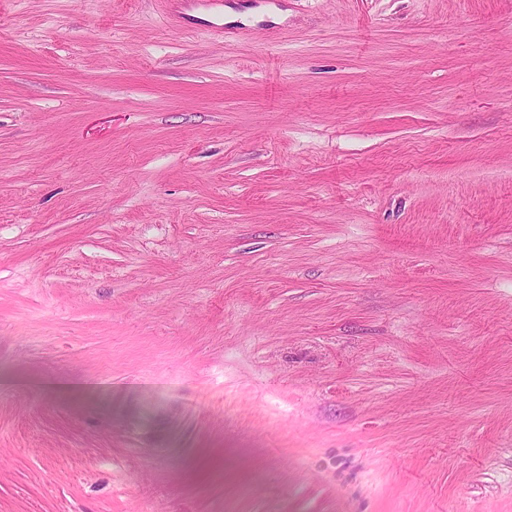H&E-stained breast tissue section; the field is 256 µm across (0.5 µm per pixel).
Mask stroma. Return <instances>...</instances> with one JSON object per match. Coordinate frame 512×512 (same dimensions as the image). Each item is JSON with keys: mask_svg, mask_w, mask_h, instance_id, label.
Segmentation results:
<instances>
[{"mask_svg": "<svg viewBox=\"0 0 512 512\" xmlns=\"http://www.w3.org/2000/svg\"><path fill=\"white\" fill-rule=\"evenodd\" d=\"M0 0V512H512V0Z\"/></svg>", "mask_w": 512, "mask_h": 512, "instance_id": "obj_1", "label": "stroma"}]
</instances>
